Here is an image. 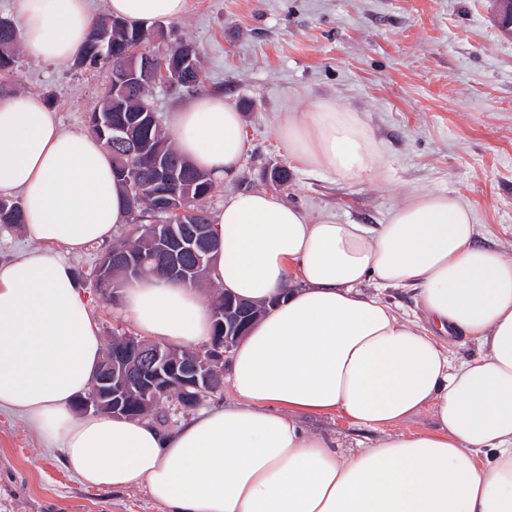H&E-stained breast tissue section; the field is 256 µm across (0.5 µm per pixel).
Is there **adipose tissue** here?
<instances>
[{"label":"adipose tissue","instance_id":"obj_1","mask_svg":"<svg viewBox=\"0 0 512 512\" xmlns=\"http://www.w3.org/2000/svg\"><path fill=\"white\" fill-rule=\"evenodd\" d=\"M188 0H106L140 24L177 20ZM24 47L74 58L88 0H15ZM167 132L212 180L242 172L240 112L197 95ZM303 166L354 177L382 163L357 113L331 102L278 128ZM20 193L30 245L0 262V409L57 444L88 487L143 486L168 512H512V257L479 246L471 208L440 192L409 195L375 227L316 219L263 190L227 194L212 230L211 281L264 307L233 349V402L165 432L146 421L76 414L103 339L71 262L129 223L112 157L90 133L63 131L42 97H0V194ZM411 288L428 316L396 313L365 285ZM141 336L190 347L212 331L197 290L162 277L127 285ZM478 352L453 363L443 337ZM427 412L433 430L342 450L302 414L386 427Z\"/></svg>","mask_w":512,"mask_h":512}]
</instances>
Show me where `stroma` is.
Masks as SVG:
<instances>
[{"label": "stroma", "instance_id": "stroma-1", "mask_svg": "<svg viewBox=\"0 0 512 512\" xmlns=\"http://www.w3.org/2000/svg\"><path fill=\"white\" fill-rule=\"evenodd\" d=\"M168 29L199 47L203 92L223 93L243 116V170L217 184L212 214L228 193L266 189L265 167L282 164L291 180L279 198L310 217L374 226L410 194L442 192L470 206L477 244L512 255V38L493 22L490 0H189ZM110 80L108 69L45 63L22 49L0 91L39 93L63 130L84 131ZM323 101L360 115L380 168L346 177L290 156L278 126ZM100 252L72 259L93 315L104 339L135 334L120 298L105 297L88 277ZM302 420L347 450L435 426L426 412L387 431L337 415ZM0 512L166 510L140 486H84L21 415L1 410Z\"/></svg>", "mask_w": 512, "mask_h": 512}]
</instances>
